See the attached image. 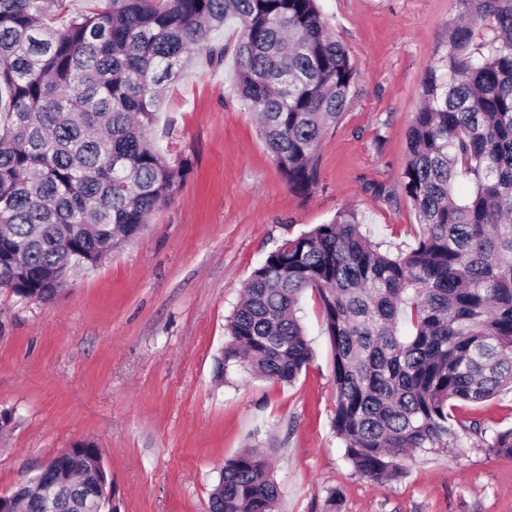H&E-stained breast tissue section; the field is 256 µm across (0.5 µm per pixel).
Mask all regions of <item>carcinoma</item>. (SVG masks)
Listing matches in <instances>:
<instances>
[{
    "label": "carcinoma",
    "instance_id": "carcinoma-1",
    "mask_svg": "<svg viewBox=\"0 0 512 512\" xmlns=\"http://www.w3.org/2000/svg\"><path fill=\"white\" fill-rule=\"evenodd\" d=\"M461 19L426 73L401 186L423 234L397 256L344 210L288 237L244 284L224 350L292 382L312 359L299 313L312 289L333 351V430L352 467L377 483L413 450L447 449L453 402L512 388V0H457ZM240 26L235 91L256 112L289 189L317 182V151L342 120L358 72L319 0H0V288L54 298L63 274L94 268L136 237L186 174L150 138L165 82L192 53ZM467 177L462 191L458 178ZM512 457V428L482 440ZM84 512L107 477L94 449L63 458ZM35 474L17 512H42ZM267 460L224 464L206 512H274Z\"/></svg>",
    "mask_w": 512,
    "mask_h": 512
}]
</instances>
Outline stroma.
Returning a JSON list of instances; mask_svg holds the SVG:
<instances>
[{
	"instance_id": "35a3bbf8",
	"label": "stroma",
	"mask_w": 512,
	"mask_h": 512,
	"mask_svg": "<svg viewBox=\"0 0 512 512\" xmlns=\"http://www.w3.org/2000/svg\"><path fill=\"white\" fill-rule=\"evenodd\" d=\"M358 71L348 109L318 149L310 194L291 191L232 90V55L190 58L164 90L152 137L188 171L174 198L102 265L51 302L0 288V493L75 441H94L117 512H204L225 461L267 454L277 512H512V457L473 440L418 451L379 485L332 428L333 352L315 291L302 298L314 355L292 384L216 368L251 273L285 237L356 210L391 254L422 233L401 188L426 70L457 0H320ZM512 427V391L457 403L454 427Z\"/></svg>"
}]
</instances>
